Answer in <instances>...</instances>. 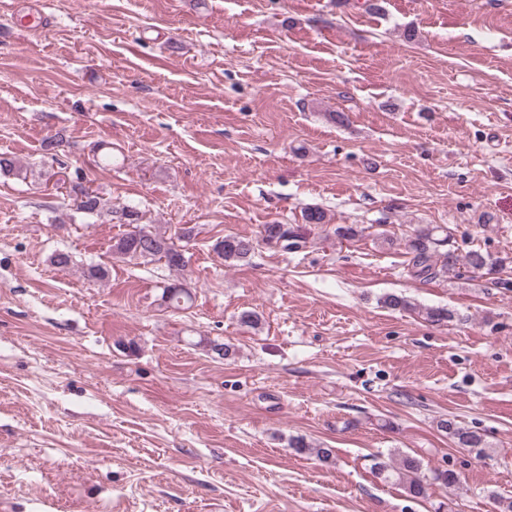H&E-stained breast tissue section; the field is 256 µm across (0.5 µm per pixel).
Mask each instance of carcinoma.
<instances>
[{
	"mask_svg": "<svg viewBox=\"0 0 512 512\" xmlns=\"http://www.w3.org/2000/svg\"><path fill=\"white\" fill-rule=\"evenodd\" d=\"M76 210L87 215L99 214L107 208L108 201L96 191L82 188L73 199ZM138 212L127 209L121 212L120 221L131 226V229L119 237L112 245V254L130 260L154 259L165 261L171 269L185 266L184 250L176 246L172 239L159 232H153L138 224ZM261 240L274 247L284 250L298 251L305 247L306 237L301 229L288 224H265L261 230ZM410 255L407 272L410 276L423 281L437 277L452 276L462 279L469 274L484 273L496 276L494 284L505 291H512V279L501 278L499 274L512 269V257L492 256L479 250H471L464 257H459L456 249L450 247V234L440 226L426 225L418 230L405 244ZM214 250L231 265L249 259L255 251L254 241L236 234H226L216 242ZM161 300L168 308L183 309L192 302L189 288L182 283H171L164 286ZM381 304L392 310L411 311L416 306L407 298L389 294L381 299ZM424 320L444 325L453 321L455 313L445 307H430L421 310ZM437 429L448 435L460 448L484 454L486 443L476 431L464 428L451 418L437 421ZM289 446L299 453L315 455L319 460L326 461L333 456L331 448H315L302 437L294 438ZM377 474L386 482L401 486L411 497L420 498L427 495L428 482L440 484L445 488H453L460 482L459 476L449 469H435L431 476L423 473L420 458L410 453L401 452L390 461L375 463Z\"/></svg>",
	"mask_w": 512,
	"mask_h": 512,
	"instance_id": "obj_1",
	"label": "carcinoma"
}]
</instances>
